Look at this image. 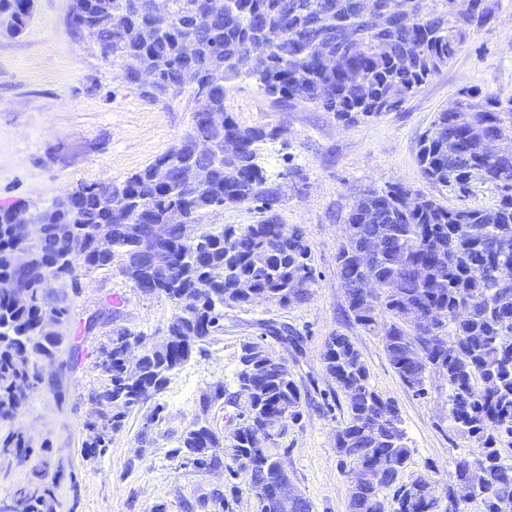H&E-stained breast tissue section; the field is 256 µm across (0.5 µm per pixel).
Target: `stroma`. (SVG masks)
<instances>
[{"label": "stroma", "mask_w": 512, "mask_h": 512, "mask_svg": "<svg viewBox=\"0 0 512 512\" xmlns=\"http://www.w3.org/2000/svg\"><path fill=\"white\" fill-rule=\"evenodd\" d=\"M489 3L492 22L476 29L454 60L397 110L374 120L348 126L313 107L277 108L252 80L228 84L224 107L240 124L281 129L280 137L265 145L261 164L281 191L279 223L306 233L316 276L309 300L288 307L263 302L225 308L224 329L209 344L208 357L186 363L161 393L166 418L151 428L148 442L139 441L144 412L132 413L106 456L92 461L82 448V424L96 374L87 357L71 373L61 370L59 361L77 348L90 352L96 338L84 336V324L106 313L110 302L123 303L121 325L154 341L165 336L175 307L165 296L136 293L119 274L76 269L72 279L51 288L71 308L55 327L63 338L59 360L46 367L66 398L58 400L51 387L42 386L15 419L0 422L1 435L22 430L35 442H48L50 452L25 464L0 456V499L62 468L67 476L55 487L56 512H153L160 504L166 512H184V501L215 489L224 493V512H259L243 478L225 469L195 472L171 451L193 421L202 394L219 382L227 392L236 391L242 349L260 343L287 361L294 381L308 393L302 417L289 423L277 456L314 512H348L347 465L334 449L348 411L322 362L325 341L336 333L351 338L372 386L400 411L413 452L402 482L424 469L438 488L454 484V462L473 445L448 419L447 383L427 382L421 396L402 383L379 338L350 321L336 251L344 216L369 188L400 183L448 207L495 204L492 186L462 196L427 183L416 164L419 140L461 89L477 86L512 97V0ZM34 4L21 35L0 33V204L22 200L45 209L80 184L120 181L153 162L189 129L193 105L185 96L167 104L148 101L140 87L124 81L120 66L101 56L95 39L74 28V0ZM272 324L296 331L301 345L275 340L268 331Z\"/></svg>", "instance_id": "stroma-1"}]
</instances>
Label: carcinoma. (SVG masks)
Returning a JSON list of instances; mask_svg holds the SVG:
<instances>
[{"mask_svg": "<svg viewBox=\"0 0 512 512\" xmlns=\"http://www.w3.org/2000/svg\"><path fill=\"white\" fill-rule=\"evenodd\" d=\"M236 0L237 10L219 9L202 22L205 0H170V19H159L151 0H76L73 24L93 29L103 58L129 60L142 67H160L156 84L142 91L152 101L167 102L185 94L194 104L192 124L180 142L207 138L224 144L239 141L232 156L194 157L177 146L120 182L81 184L41 213V237L26 244L15 233L18 206H0V281L18 282L31 299L17 302L14 290L0 288V420L11 421L47 379L44 364L54 359L60 336L46 325L68 315L52 300L48 288L73 277L75 262L123 276L136 292L153 286V294L175 304L168 325L169 348L147 349L137 370L126 362L131 329L117 324L119 308L109 309V327L95 345L92 370L96 383L88 393L90 410L84 423L85 455L103 457L126 418L149 406L140 440L149 427L165 420V405L155 401L171 376L196 356H206L221 329L224 307L252 303L261 295L283 306L301 304L316 282L311 249L301 228L278 240L275 206L280 188L268 184L259 164L264 145L277 139L276 126H243L225 111L226 84L241 73L235 61L257 38L268 35L271 51L263 66L250 73L258 88L280 106L315 107L331 112L347 125L397 109L430 77L456 56L473 28L493 18L488 0L461 14L448 11V0H406L408 10L425 16L421 26H395L381 31L361 20L358 0ZM33 0H0V15L9 19L5 32L21 34L30 19ZM192 37L198 50L185 52ZM342 54L327 69L321 54ZM199 75L201 88L184 85V73ZM464 110L437 113L420 142L417 163L429 182L461 194L477 185L499 193L489 208H450L434 199L419 210L403 204L411 189L391 186L367 189L356 198L343 221L336 253V275L344 289L350 320L380 338L390 365L417 394L425 390L429 370L448 383V420L475 450L455 461L456 480L480 470L484 488L476 493L483 512H499L498 503L512 500V150L489 156L469 135L486 123L512 139V97L473 86ZM201 112L224 113V127L214 128ZM160 164L174 168L196 165L209 173L206 187L188 191L173 178L154 180ZM123 190L127 211L117 215L105 196ZM259 201L267 216L244 227L210 225L197 246L183 242L182 224L198 222L224 201ZM103 224H167L169 233L153 254L142 253L132 237L112 240V251L101 256L91 248V230ZM470 224L484 225L473 237ZM379 236L370 268L358 263L367 240ZM26 249V266L15 256ZM364 276L374 279L377 294L362 297L353 285ZM468 301V316L457 321L454 311ZM326 374L345 398L348 421L336 432V453L364 465L368 479L350 487L349 512H444L443 501L428 497L431 478L419 474L400 482L411 459L399 409L370 384V373L349 337H328L322 356ZM237 391L226 393L218 383L202 395L224 396L241 408L240 422L222 432L208 420L185 428L172 455L200 473L224 467L243 476L252 491H271L278 480V457L271 449L298 421L307 403L285 360L259 343L243 347ZM49 444L34 449L21 431L0 436V454L20 462L45 456ZM57 478L34 487L15 489L0 512H54ZM393 495H388V491ZM212 512L224 509V492L215 489L187 504Z\"/></svg>", "mask_w": 512, "mask_h": 512, "instance_id": "1", "label": "carcinoma"}]
</instances>
